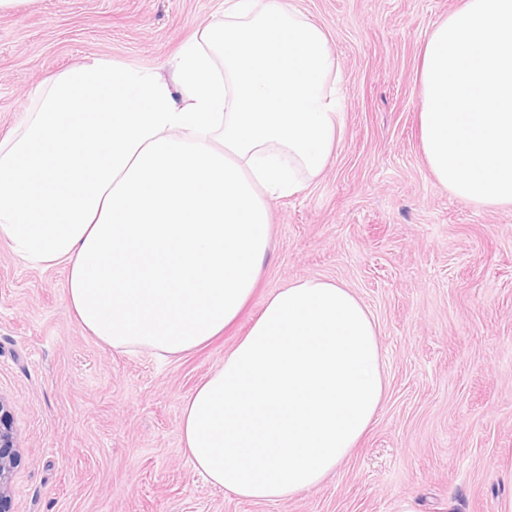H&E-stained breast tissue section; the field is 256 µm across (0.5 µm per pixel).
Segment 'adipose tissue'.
<instances>
[{
	"instance_id": "obj_1",
	"label": "adipose tissue",
	"mask_w": 512,
	"mask_h": 512,
	"mask_svg": "<svg viewBox=\"0 0 512 512\" xmlns=\"http://www.w3.org/2000/svg\"><path fill=\"white\" fill-rule=\"evenodd\" d=\"M158 71L94 60L38 85L0 139V241L64 266L84 331L177 359L223 332L258 284L270 203L304 189L344 130L327 30L284 0H224ZM386 395L378 330L343 284L272 293L183 405L196 471L253 502L309 491Z\"/></svg>"
}]
</instances>
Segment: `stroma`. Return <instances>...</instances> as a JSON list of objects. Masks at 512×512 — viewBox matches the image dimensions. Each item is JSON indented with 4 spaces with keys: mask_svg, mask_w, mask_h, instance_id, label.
Returning a JSON list of instances; mask_svg holds the SVG:
<instances>
[{
    "mask_svg": "<svg viewBox=\"0 0 512 512\" xmlns=\"http://www.w3.org/2000/svg\"><path fill=\"white\" fill-rule=\"evenodd\" d=\"M338 59L342 142L270 205L257 288L221 336L181 360L97 342L67 272L0 242V398L17 431L15 512H500L512 498V211L478 209L431 174L419 132L421 48L463 0H292ZM224 0H29L0 13V138L30 92L93 59L153 69ZM309 277L352 288L378 325L387 391L323 483L268 503L205 482L182 406L266 298Z\"/></svg>",
    "mask_w": 512,
    "mask_h": 512,
    "instance_id": "stroma-1",
    "label": "stroma"
}]
</instances>
